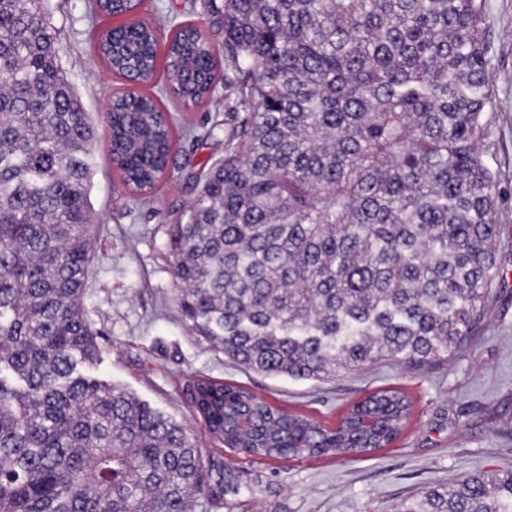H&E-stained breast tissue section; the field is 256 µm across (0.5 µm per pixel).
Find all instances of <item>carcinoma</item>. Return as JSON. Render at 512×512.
I'll list each match as a JSON object with an SVG mask.
<instances>
[{
    "mask_svg": "<svg viewBox=\"0 0 512 512\" xmlns=\"http://www.w3.org/2000/svg\"><path fill=\"white\" fill-rule=\"evenodd\" d=\"M108 15L128 0H92ZM224 48L197 23L146 19L94 50L138 84L163 66L187 105L224 85V157L171 212L177 303L228 360L323 381L381 360L460 353L502 280L495 124L482 0H224ZM108 109L122 182L169 173L151 94ZM95 126L47 0H0V512H192L244 487L187 429L92 375L84 307ZM192 407L244 457L355 456L403 435L414 402L373 391L334 428L204 376ZM398 512H512V471L479 472Z\"/></svg>",
    "mask_w": 512,
    "mask_h": 512,
    "instance_id": "cac0c4a2",
    "label": "carcinoma"
}]
</instances>
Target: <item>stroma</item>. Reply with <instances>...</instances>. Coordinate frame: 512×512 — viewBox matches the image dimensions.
I'll use <instances>...</instances> for the list:
<instances>
[{
	"label": "stroma",
	"mask_w": 512,
	"mask_h": 512,
	"mask_svg": "<svg viewBox=\"0 0 512 512\" xmlns=\"http://www.w3.org/2000/svg\"><path fill=\"white\" fill-rule=\"evenodd\" d=\"M224 0H141L135 15L169 29L172 21L202 25L216 45L224 33L207 4ZM489 27V81L498 119L490 163L503 200L499 255L504 279L489 317L462 353L422 369L381 361L364 370L314 382L244 370L200 339L176 301L177 282L166 233L172 207L194 198L183 176L190 166L224 153L223 138L194 146L174 130L171 173L150 201H135L112 163L104 114L130 84L91 51L88 32L104 35L120 20L87 22V0H48L69 81L99 125L94 143L91 202L95 233L86 287V313L107 345L98 373L174 416L198 447L232 464L248 493L231 502L198 500L193 512H397L424 488L483 471L512 469V0H483ZM206 375L246 386L272 405L334 427L346 408L376 389L395 387L414 401L402 438L351 460L331 456L238 458L218 442L187 395L189 377Z\"/></svg>",
	"instance_id": "1"
}]
</instances>
